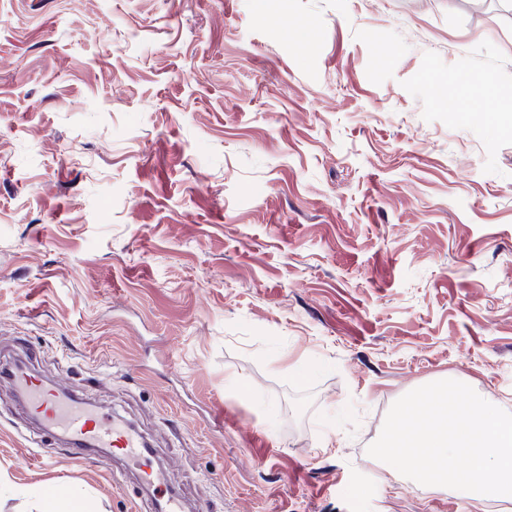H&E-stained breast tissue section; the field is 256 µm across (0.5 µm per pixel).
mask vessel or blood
Segmentation results:
<instances>
[{"label": "vessel or blood", "mask_w": 512, "mask_h": 512, "mask_svg": "<svg viewBox=\"0 0 512 512\" xmlns=\"http://www.w3.org/2000/svg\"><path fill=\"white\" fill-rule=\"evenodd\" d=\"M23 357L24 365L8 378L11 389L37 431L66 443L69 462H121L135 471L139 495L150 499L156 512H184V503L176 494L156 496L165 473L153 465L149 443L133 423L104 412L68 383L41 377L35 369L34 349L25 348Z\"/></svg>", "instance_id": "obj_1"}]
</instances>
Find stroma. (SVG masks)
Here are the masks:
<instances>
[{"label":"stroma","mask_w":512,"mask_h":512,"mask_svg":"<svg viewBox=\"0 0 512 512\" xmlns=\"http://www.w3.org/2000/svg\"><path fill=\"white\" fill-rule=\"evenodd\" d=\"M485 75L512 0H0V357L137 424L190 512H475L361 459L431 382L512 413ZM33 437L0 383V512H133ZM66 498H68V489L62 485L52 496L39 499L36 512H85L82 503L72 499L69 501V507L61 508L60 502Z\"/></svg>","instance_id":"obj_1"}]
</instances>
